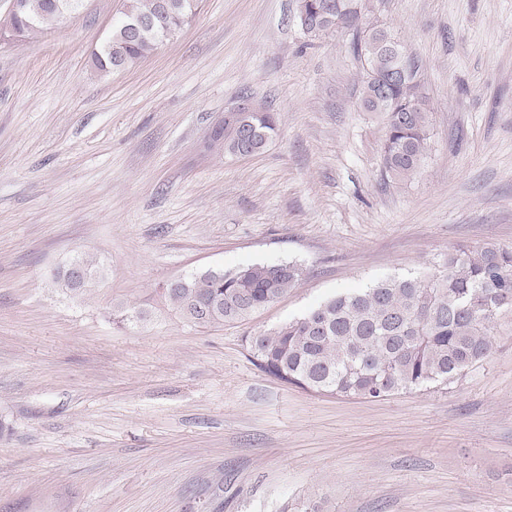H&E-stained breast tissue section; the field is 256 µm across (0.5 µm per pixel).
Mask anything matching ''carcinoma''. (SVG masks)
Wrapping results in <instances>:
<instances>
[{
    "mask_svg": "<svg viewBox=\"0 0 512 512\" xmlns=\"http://www.w3.org/2000/svg\"><path fill=\"white\" fill-rule=\"evenodd\" d=\"M60 0H20L21 10L0 13V27L18 32V41L43 35L69 19ZM352 0H296V16L306 20V33L318 37L336 27V18H351ZM202 0H167L158 15V0H123L126 19H152L156 25L129 38L116 19L93 66L98 74L123 71L176 35L200 11ZM394 35L381 24L365 22L354 51L363 58L360 102L367 112L387 118L382 164L394 181L411 178L427 150L430 109L409 56V76L391 87L388 101L375 96L373 75L395 61L384 49ZM254 135L243 144L233 127L224 126L216 146L240 157L263 153L277 130L276 113L248 117ZM85 279L70 285L67 270L58 268L54 282L66 294L83 298L103 276L93 257L79 254ZM305 270L296 262H263L236 269L207 270L183 277L180 288H159L166 304L198 327L243 321L296 287ZM512 249L494 244L462 247L444 257L426 280L386 277L365 288L338 293L299 317L260 333L261 341L245 337L250 360L263 373L314 392L377 401L400 392L446 386L492 354L491 326L512 312Z\"/></svg>",
    "mask_w": 512,
    "mask_h": 512,
    "instance_id": "obj_1",
    "label": "carcinoma"
}]
</instances>
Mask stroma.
<instances>
[{
    "instance_id": "stroma-1",
    "label": "stroma",
    "mask_w": 512,
    "mask_h": 512,
    "mask_svg": "<svg viewBox=\"0 0 512 512\" xmlns=\"http://www.w3.org/2000/svg\"><path fill=\"white\" fill-rule=\"evenodd\" d=\"M357 2L430 101L399 184L354 30L304 34L295 0H203L109 75L91 54L122 0L0 44V512H512V313L483 364L379 401L284 383L244 346L458 248L512 249V0ZM244 96L279 133L229 157L210 131ZM80 253L104 276L73 299L52 274ZM289 261L303 279L242 322L195 327L155 293Z\"/></svg>"
}]
</instances>
